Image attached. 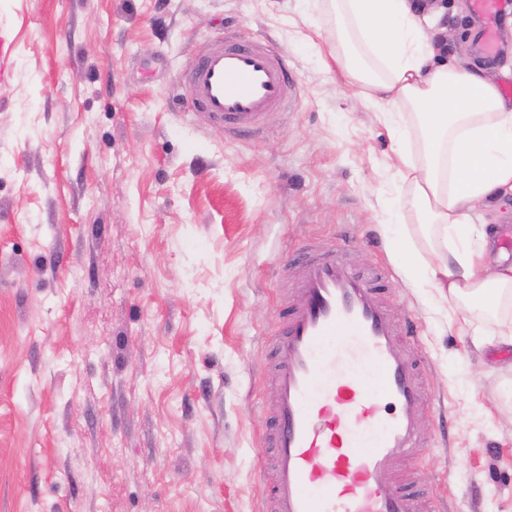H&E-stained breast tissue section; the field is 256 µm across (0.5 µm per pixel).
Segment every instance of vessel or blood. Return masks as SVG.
<instances>
[{
    "label": "vessel or blood",
    "instance_id": "b4317fda",
    "mask_svg": "<svg viewBox=\"0 0 512 512\" xmlns=\"http://www.w3.org/2000/svg\"><path fill=\"white\" fill-rule=\"evenodd\" d=\"M492 53L500 0H472ZM204 121L230 134L261 130L294 95L287 59L266 43L217 38L181 77ZM288 269L297 297L271 344L275 395L264 443L272 457L268 512H418L427 489L402 483L397 458L427 443L425 357L394 316L384 273L354 268L344 247L304 248Z\"/></svg>",
    "mask_w": 512,
    "mask_h": 512
}]
</instances>
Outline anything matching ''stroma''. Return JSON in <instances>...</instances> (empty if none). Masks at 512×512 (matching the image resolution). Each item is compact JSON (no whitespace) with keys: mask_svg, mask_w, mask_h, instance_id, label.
<instances>
[{"mask_svg":"<svg viewBox=\"0 0 512 512\" xmlns=\"http://www.w3.org/2000/svg\"><path fill=\"white\" fill-rule=\"evenodd\" d=\"M434 32L512 84V11L477 50L471 0ZM321 36H314L315 25ZM287 55L296 95L257 135L193 112L178 77L221 35ZM312 0H0V512H258L288 258L349 239L415 320L434 396L400 473L433 508L512 512V351L478 355L408 282L389 128L323 63Z\"/></svg>","mask_w":512,"mask_h":512,"instance_id":"1","label":"stroma"}]
</instances>
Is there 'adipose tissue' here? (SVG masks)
I'll list each match as a JSON object with an SVG mask.
<instances>
[{
    "instance_id": "ef3b65f1",
    "label": "adipose tissue",
    "mask_w": 512,
    "mask_h": 512,
    "mask_svg": "<svg viewBox=\"0 0 512 512\" xmlns=\"http://www.w3.org/2000/svg\"><path fill=\"white\" fill-rule=\"evenodd\" d=\"M318 9L336 21L327 68L366 102L416 118L417 153L405 126L391 135L417 222L398 243L417 284L456 303L457 330L478 350H512V265L487 262L498 227L475 221L479 208L512 198V102L481 70L440 60L427 34L437 19L415 0H319ZM416 233L428 251L414 246Z\"/></svg>"
}]
</instances>
